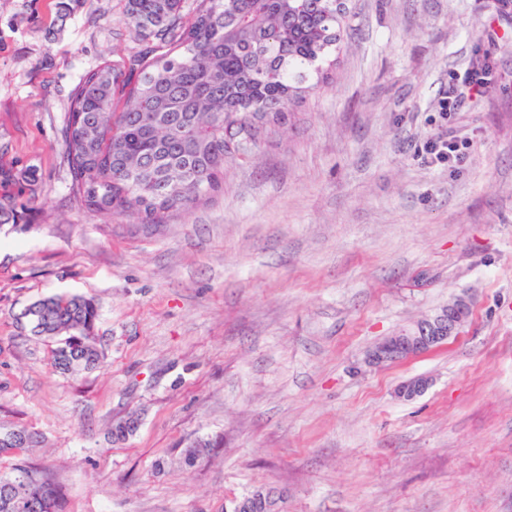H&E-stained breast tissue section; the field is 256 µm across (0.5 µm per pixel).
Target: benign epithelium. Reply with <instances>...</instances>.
I'll use <instances>...</instances> for the list:
<instances>
[{
	"mask_svg": "<svg viewBox=\"0 0 512 512\" xmlns=\"http://www.w3.org/2000/svg\"><path fill=\"white\" fill-rule=\"evenodd\" d=\"M471 306L472 301L466 295L452 297L440 311L422 316L410 326L383 338L368 354V364L381 366L403 361L442 346L459 333L469 318ZM429 385L427 378L414 377L398 386L397 395L413 399L424 393Z\"/></svg>",
	"mask_w": 512,
	"mask_h": 512,
	"instance_id": "7a95c632",
	"label": "benign epithelium"
}]
</instances>
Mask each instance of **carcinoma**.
<instances>
[{
    "mask_svg": "<svg viewBox=\"0 0 512 512\" xmlns=\"http://www.w3.org/2000/svg\"><path fill=\"white\" fill-rule=\"evenodd\" d=\"M125 0L146 49L88 71L71 94L61 136L72 195L90 211L164 224L170 212L207 203L224 183V131L260 143L291 106L333 78L348 41L340 0ZM37 170L0 168V183ZM55 342L56 368L72 375L102 358L98 308L53 295L21 313ZM37 434L0 425V512H60L49 479L18 462Z\"/></svg>",
    "mask_w": 512,
    "mask_h": 512,
    "instance_id": "1",
    "label": "carcinoma"
}]
</instances>
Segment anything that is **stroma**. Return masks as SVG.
Wrapping results in <instances>:
<instances>
[{
  "mask_svg": "<svg viewBox=\"0 0 512 512\" xmlns=\"http://www.w3.org/2000/svg\"><path fill=\"white\" fill-rule=\"evenodd\" d=\"M335 82L283 133L226 161L211 202L145 228L69 190L61 129L88 71L143 42L123 0H0V423L62 512H232L266 488L286 512H512V7L346 0ZM496 77L437 100L475 58ZM470 138L466 161L424 143ZM55 294L99 309V368L52 365L20 314ZM473 301L457 337L385 366L381 338ZM426 376L427 391L396 396ZM133 435L114 438L118 422ZM470 146L465 136L451 131L427 141L423 150L432 163L449 165L462 161Z\"/></svg>",
  "mask_w": 512,
  "mask_h": 512,
  "instance_id": "1",
  "label": "stroma"
}]
</instances>
